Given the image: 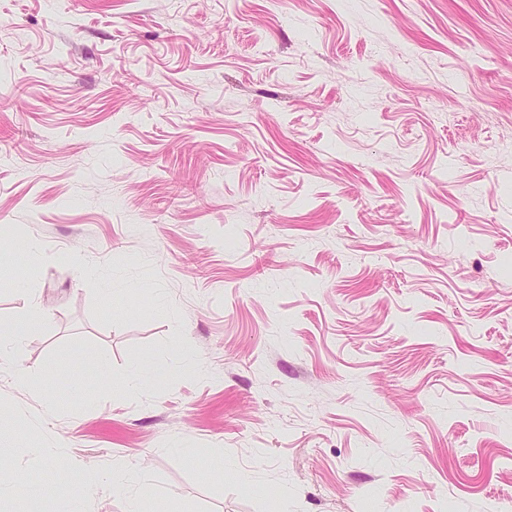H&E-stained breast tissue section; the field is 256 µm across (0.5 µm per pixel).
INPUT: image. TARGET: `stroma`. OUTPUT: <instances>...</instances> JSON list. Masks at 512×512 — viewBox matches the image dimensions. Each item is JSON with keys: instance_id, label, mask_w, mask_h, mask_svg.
Instances as JSON below:
<instances>
[{"instance_id": "1", "label": "stroma", "mask_w": 512, "mask_h": 512, "mask_svg": "<svg viewBox=\"0 0 512 512\" xmlns=\"http://www.w3.org/2000/svg\"><path fill=\"white\" fill-rule=\"evenodd\" d=\"M34 304L0 512L88 464L82 512L512 504V0H0V325Z\"/></svg>"}]
</instances>
